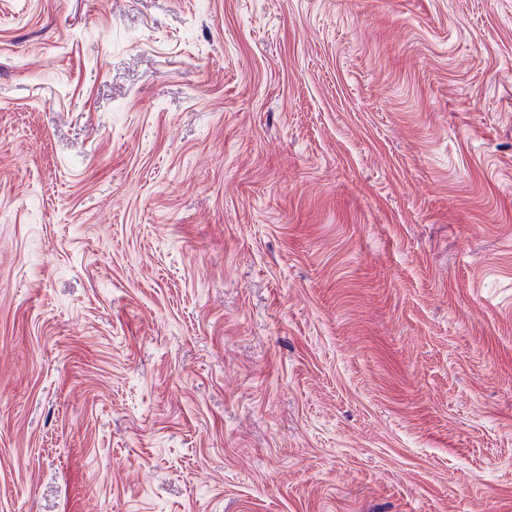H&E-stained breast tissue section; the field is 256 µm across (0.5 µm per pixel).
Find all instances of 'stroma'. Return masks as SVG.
<instances>
[{
    "mask_svg": "<svg viewBox=\"0 0 512 512\" xmlns=\"http://www.w3.org/2000/svg\"><path fill=\"white\" fill-rule=\"evenodd\" d=\"M0 512H512V0H0Z\"/></svg>",
    "mask_w": 512,
    "mask_h": 512,
    "instance_id": "35a3bbf8",
    "label": "stroma"
}]
</instances>
